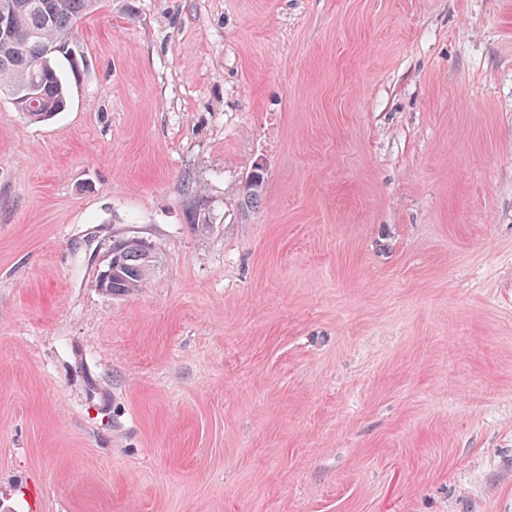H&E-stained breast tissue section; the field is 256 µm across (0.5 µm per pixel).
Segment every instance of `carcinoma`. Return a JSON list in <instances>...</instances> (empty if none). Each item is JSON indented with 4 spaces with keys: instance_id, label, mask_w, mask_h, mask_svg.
<instances>
[{
    "instance_id": "1",
    "label": "carcinoma",
    "mask_w": 512,
    "mask_h": 512,
    "mask_svg": "<svg viewBox=\"0 0 512 512\" xmlns=\"http://www.w3.org/2000/svg\"><path fill=\"white\" fill-rule=\"evenodd\" d=\"M98 0H0L10 14L0 30V97L34 121L63 111L68 89L56 64L68 58L61 48L74 41L76 24L97 9ZM112 276L103 288L122 295L141 287L154 269V248L139 238H125L112 247Z\"/></svg>"
}]
</instances>
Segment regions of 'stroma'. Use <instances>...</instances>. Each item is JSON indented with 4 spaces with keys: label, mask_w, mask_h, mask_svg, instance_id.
<instances>
[{
    "label": "stroma",
    "mask_w": 512,
    "mask_h": 512,
    "mask_svg": "<svg viewBox=\"0 0 512 512\" xmlns=\"http://www.w3.org/2000/svg\"><path fill=\"white\" fill-rule=\"evenodd\" d=\"M75 50L0 99V512H512V0H101ZM154 248L151 244L139 238H125L115 242L110 259L101 274L112 276L99 288L113 295H122L140 288L154 269ZM113 263V266H112Z\"/></svg>",
    "instance_id": "1"
}]
</instances>
